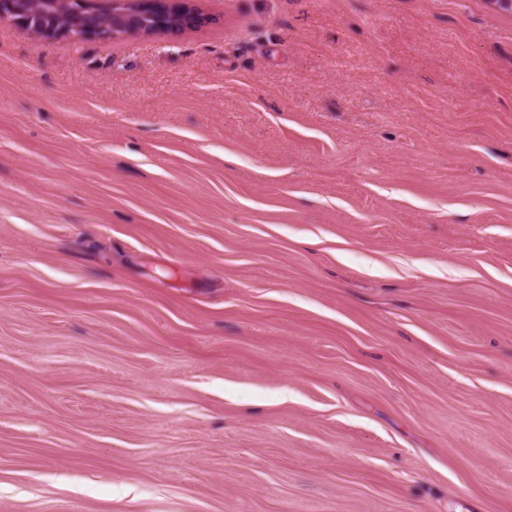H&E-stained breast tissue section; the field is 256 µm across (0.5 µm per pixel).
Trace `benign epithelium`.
<instances>
[{
  "instance_id": "7a95c632",
  "label": "benign epithelium",
  "mask_w": 512,
  "mask_h": 512,
  "mask_svg": "<svg viewBox=\"0 0 512 512\" xmlns=\"http://www.w3.org/2000/svg\"><path fill=\"white\" fill-rule=\"evenodd\" d=\"M38 0H0V20L12 22L41 39L65 38L72 42L107 40L119 35L152 36L179 32L206 22V15L191 0H112L106 9L87 6V0H58L76 26L41 32L30 26L31 6Z\"/></svg>"
}]
</instances>
